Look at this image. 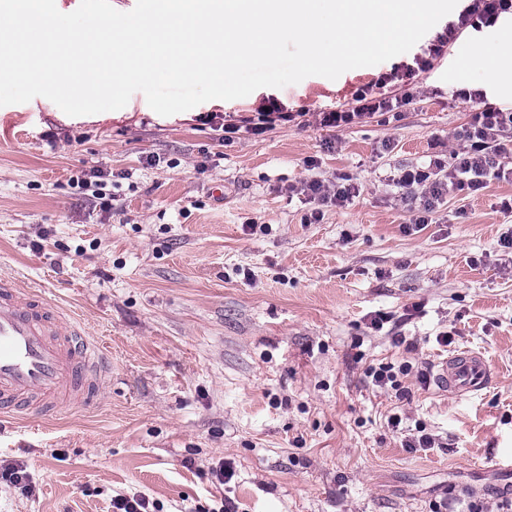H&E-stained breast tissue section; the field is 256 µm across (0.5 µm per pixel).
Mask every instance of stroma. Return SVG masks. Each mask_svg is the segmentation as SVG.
<instances>
[{"label":"stroma","instance_id":"stroma-1","mask_svg":"<svg viewBox=\"0 0 512 512\" xmlns=\"http://www.w3.org/2000/svg\"><path fill=\"white\" fill-rule=\"evenodd\" d=\"M445 27L381 64L207 101L186 119L140 92L118 119L63 120L42 96L0 107V278L60 306L107 366L83 405L0 416V465L26 464L38 488L0 482V512H112L113 496L134 493L162 512H464L473 496L497 512L512 493V265L500 245L512 182L456 191L407 233L411 202L394 180L459 150L476 105L453 90L512 108V73L485 64L503 22L393 87L411 96L399 116L318 122ZM272 98L292 120L247 131ZM224 124L237 133L223 138ZM310 177H349L359 193L320 206L291 191ZM380 312L392 320L378 331ZM462 349L494 373L475 396L410 376L401 401L363 381L387 362L434 372ZM419 426L441 447H407ZM221 462L235 471L224 484Z\"/></svg>","mask_w":512,"mask_h":512}]
</instances>
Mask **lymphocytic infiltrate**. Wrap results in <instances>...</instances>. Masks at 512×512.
<instances>
[{
  "instance_id": "1",
  "label": "lymphocytic infiltrate",
  "mask_w": 512,
  "mask_h": 512,
  "mask_svg": "<svg viewBox=\"0 0 512 512\" xmlns=\"http://www.w3.org/2000/svg\"><path fill=\"white\" fill-rule=\"evenodd\" d=\"M509 12L512 13V0H470L457 20L449 23L445 34L438 36L436 42L430 45L427 55L415 57L413 64L406 66L405 70L394 69L384 74L377 82L378 87L383 89L388 83L411 78L415 71L426 70L432 58L440 56L451 39L465 30L477 31L495 24L502 14ZM458 95L466 100L478 101L480 107L473 113L469 125L456 134L461 146L453 154V164L448 165L442 159L434 158L427 167L401 169L395 180L407 197L420 203L419 209L409 220L411 227L418 228L429 223L436 203L453 190L467 188L478 191L490 181L512 178V168L498 161L499 156L507 150V140H512V110L484 106V95L478 90L462 89ZM406 103V98L390 97L383 92L376 95L365 89L355 94L351 109L323 113L320 123L334 128L346 126L379 112L396 111ZM410 376L415 377L420 387L426 388L431 384L427 369H416L406 362L399 365L381 363L369 366L365 371L369 384L391 392L400 400L408 398L410 394L405 384Z\"/></svg>"
}]
</instances>
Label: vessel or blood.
<instances>
[{"label": "vessel or blood", "mask_w": 512, "mask_h": 512, "mask_svg": "<svg viewBox=\"0 0 512 512\" xmlns=\"http://www.w3.org/2000/svg\"><path fill=\"white\" fill-rule=\"evenodd\" d=\"M79 334L54 303L0 280V412L47 414L84 403L103 382L105 356L99 343L79 341ZM492 376L482 353L464 350L442 361L436 381L464 396L485 389Z\"/></svg>", "instance_id": "obj_1"}]
</instances>
